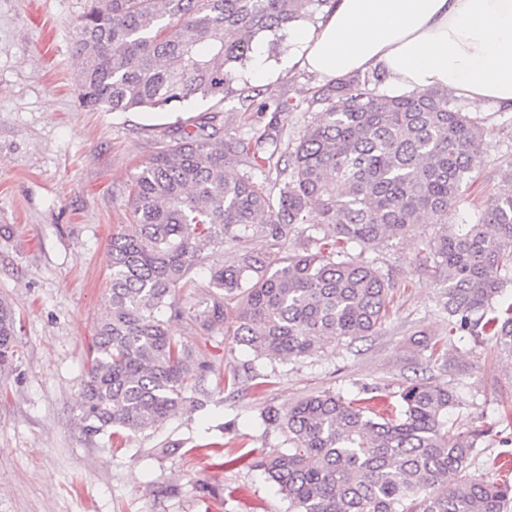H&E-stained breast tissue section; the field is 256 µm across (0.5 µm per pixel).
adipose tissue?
Segmentation results:
<instances>
[{"mask_svg":"<svg viewBox=\"0 0 512 512\" xmlns=\"http://www.w3.org/2000/svg\"><path fill=\"white\" fill-rule=\"evenodd\" d=\"M294 37L292 56L323 77L378 72L397 90L512 108V0H334Z\"/></svg>","mask_w":512,"mask_h":512,"instance_id":"ef3b65f1","label":"adipose tissue"}]
</instances>
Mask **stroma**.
<instances>
[{"instance_id": "stroma-1", "label": "stroma", "mask_w": 512, "mask_h": 512, "mask_svg": "<svg viewBox=\"0 0 512 512\" xmlns=\"http://www.w3.org/2000/svg\"><path fill=\"white\" fill-rule=\"evenodd\" d=\"M91 0H0V298L18 319L16 360L0 372V512H293L258 470L215 466L209 446L237 454L284 453L267 408L333 390L344 398L375 389L377 410L395 405L418 380L451 387L448 423L480 429L469 474L492 480L496 456H512V430L497 427L512 392V357L467 333L449 335L434 276L419 267L434 225L372 252L393 281L385 321L371 336L327 344L301 360L254 359L231 337L186 319L173 336L211 366L185 411L136 436L87 435L79 392L91 341L108 305L109 240L132 216L128 195L143 164L173 142V118L93 111L78 95L77 25ZM263 94L300 102L323 84L288 58L287 44H253L244 75ZM487 129L482 161L451 206L465 224L512 164V111L489 104L475 114ZM443 341L451 370L426 343ZM242 372L216 390L215 377ZM512 482V472L504 475Z\"/></svg>"}]
</instances>
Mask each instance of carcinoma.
I'll return each instance as SVG.
<instances>
[{"label":"carcinoma","mask_w":512,"mask_h":512,"mask_svg":"<svg viewBox=\"0 0 512 512\" xmlns=\"http://www.w3.org/2000/svg\"><path fill=\"white\" fill-rule=\"evenodd\" d=\"M329 0H94L80 22L79 99L109 112L164 110L197 96L216 100L174 144L143 166L129 194L133 223L112 233L108 309L97 322L81 383L83 430L137 435L193 406L188 390L209 370L169 332L164 315L220 331L227 302L233 342L255 358L299 360L343 338L373 334L386 316L390 277L364 258L428 220L436 231L421 265L439 285L448 333L466 331L512 355V303L495 307L512 281V167L470 224H448V206L481 163L486 130L448 91L391 96L383 81L351 76L308 102L317 118L288 145L282 118L299 105L261 93L246 109L271 113L263 129L224 138L217 123L230 83L253 42L276 45ZM247 163L230 178L224 165ZM264 170L267 185L251 171ZM321 216L305 235L307 213ZM302 240L286 257L260 247L210 270L202 312L179 292L210 252L244 237ZM360 249L353 257L348 249ZM16 317L0 299V371L16 356ZM367 396H307L264 420L291 448L224 455V466L257 469L295 512H508L512 484L466 477L483 432L448 429L457 396L415 383L399 408L380 413Z\"/></svg>","instance_id":"1"}]
</instances>
